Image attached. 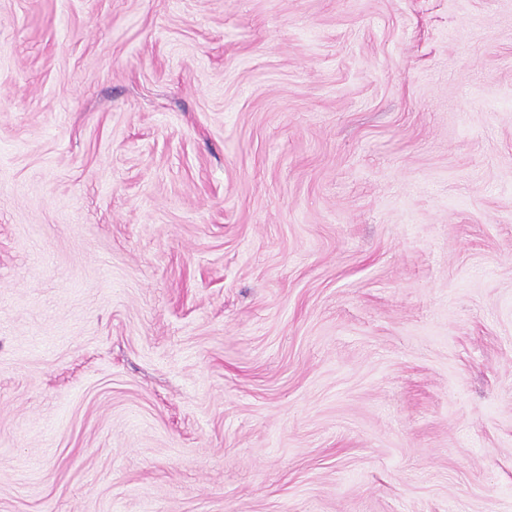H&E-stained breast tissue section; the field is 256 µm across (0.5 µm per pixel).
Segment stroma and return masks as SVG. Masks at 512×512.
<instances>
[{"instance_id":"35a3bbf8","label":"stroma","mask_w":512,"mask_h":512,"mask_svg":"<svg viewBox=\"0 0 512 512\" xmlns=\"http://www.w3.org/2000/svg\"><path fill=\"white\" fill-rule=\"evenodd\" d=\"M0 512H512V0H0Z\"/></svg>"}]
</instances>
